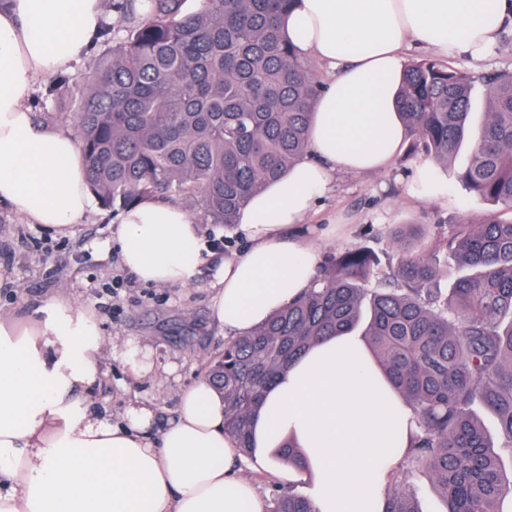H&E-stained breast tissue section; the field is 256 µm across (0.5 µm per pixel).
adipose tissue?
Instances as JSON below:
<instances>
[{"label":"adipose tissue","instance_id":"1","mask_svg":"<svg viewBox=\"0 0 512 512\" xmlns=\"http://www.w3.org/2000/svg\"><path fill=\"white\" fill-rule=\"evenodd\" d=\"M293 0L280 18L299 58L332 75L316 97L305 159L251 196L238 222L249 245L217 270L213 316L245 336L310 288L320 263L299 229L339 173L387 170L406 140L396 92L412 48L480 58L512 0ZM106 0H0V204L62 234L91 203L81 144L40 122L38 79L67 70L102 29ZM123 265L143 283L186 286L205 262L201 230L179 204L121 212ZM132 375L150 348L104 335L89 308L51 297L24 317L0 315V512H265L224 433V399L208 377L178 394L154 430L155 408L131 402L122 423L83 402L107 376L99 350ZM400 402L360 336H331L296 360L252 423L255 447L300 448L318 512H365L385 489L376 464L383 410Z\"/></svg>","mask_w":512,"mask_h":512}]
</instances>
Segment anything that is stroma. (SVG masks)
Listing matches in <instances>:
<instances>
[{"label":"stroma","instance_id":"35a3bbf8","mask_svg":"<svg viewBox=\"0 0 512 512\" xmlns=\"http://www.w3.org/2000/svg\"><path fill=\"white\" fill-rule=\"evenodd\" d=\"M451 63L479 77L512 72V24H503L496 43L481 60L459 55ZM419 176L417 161L403 158L385 173L337 175L312 218L319 226L336 227L335 235L321 239V252L361 244L382 256L392 247L389 232L395 225L421 224L430 234L435 225L455 223L462 213L486 211V202L466 194L452 178L438 180L431 192H418ZM115 224V216L94 204L81 224L66 235H54L0 205V310L29 311L48 296L60 294L91 307L105 335L147 341L158 366L155 380L133 379L114 360L88 400L117 415L130 401L147 398L164 423L175 414L180 387L204 374L210 358L224 349V331L212 316L209 284L225 256L240 250L246 240L238 228L202 225L204 240H223V248L206 249L208 261L192 285L156 288L139 283L117 253L106 251L104 244ZM239 473L266 501L275 482L292 485L305 496L312 493L311 479L289 477L276 459L258 466L252 457H242Z\"/></svg>","mask_w":512,"mask_h":512}]
</instances>
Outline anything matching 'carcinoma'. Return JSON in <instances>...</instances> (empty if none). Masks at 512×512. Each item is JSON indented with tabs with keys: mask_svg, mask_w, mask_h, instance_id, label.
Returning <instances> with one entry per match:
<instances>
[{
	"mask_svg": "<svg viewBox=\"0 0 512 512\" xmlns=\"http://www.w3.org/2000/svg\"><path fill=\"white\" fill-rule=\"evenodd\" d=\"M147 0L140 21L114 34L69 113L89 187L118 214L159 199L197 208V223L237 224L264 185L304 159L321 81L285 40L292 0ZM485 112L471 124L473 80L440 58L411 62L397 94L407 158L452 168L467 193L495 206L462 214L425 242L391 231L381 264L356 245L328 253L309 288L248 336L229 338L207 374L224 392V434L253 454L251 423L288 366L328 336H362L409 412V446L387 474L384 507L419 512L406 486L422 467L445 512H502L512 501V73L487 77ZM461 274L437 288L439 255ZM492 414L489 433L475 406ZM268 512H317L274 485Z\"/></svg>",
	"mask_w": 512,
	"mask_h": 512,
	"instance_id": "cac0c4a2",
	"label": "carcinoma"
}]
</instances>
